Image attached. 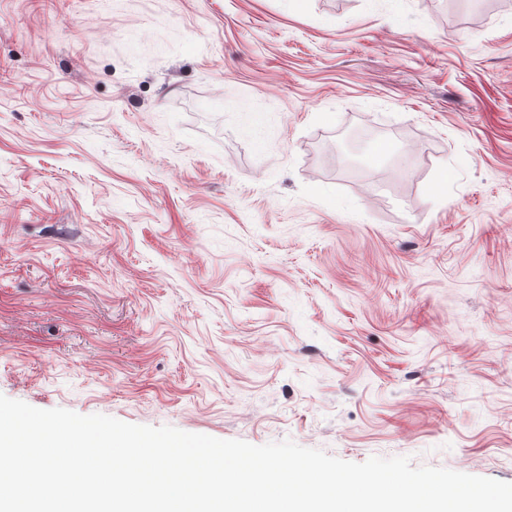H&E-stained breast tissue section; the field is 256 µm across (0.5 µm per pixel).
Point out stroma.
Wrapping results in <instances>:
<instances>
[{
	"label": "stroma",
	"instance_id": "1",
	"mask_svg": "<svg viewBox=\"0 0 512 512\" xmlns=\"http://www.w3.org/2000/svg\"><path fill=\"white\" fill-rule=\"evenodd\" d=\"M0 394L512 482V0H0Z\"/></svg>",
	"mask_w": 512,
	"mask_h": 512
}]
</instances>
